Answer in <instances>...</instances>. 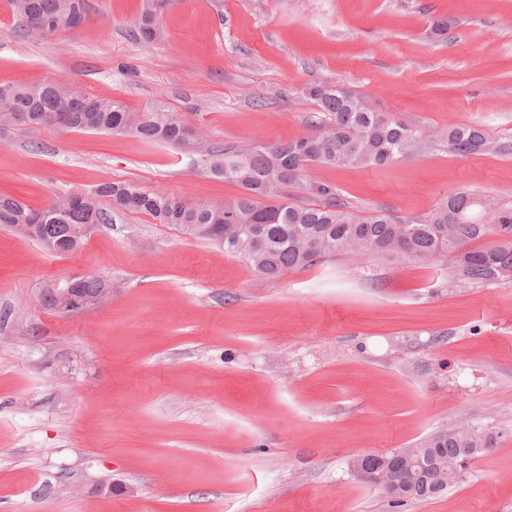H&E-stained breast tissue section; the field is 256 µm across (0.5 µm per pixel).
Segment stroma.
<instances>
[{"mask_svg": "<svg viewBox=\"0 0 512 512\" xmlns=\"http://www.w3.org/2000/svg\"><path fill=\"white\" fill-rule=\"evenodd\" d=\"M85 0L39 35L0 0V83L65 82L173 112L206 145L294 140L344 84L390 118L512 140V0ZM361 209L422 216L465 190L512 208V154L431 150L311 168ZM131 180L191 203L237 186L124 134L0 130V194L41 208ZM77 252L0 229V512H512V277L330 258L276 280L223 247L110 211ZM110 299L61 316L46 283ZM469 426L493 436L448 493L395 503L353 461Z\"/></svg>", "mask_w": 512, "mask_h": 512, "instance_id": "35a3bbf8", "label": "stroma"}]
</instances>
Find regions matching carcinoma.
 I'll list each match as a JSON object with an SVG mask.
<instances>
[{"label": "carcinoma", "instance_id": "carcinoma-1", "mask_svg": "<svg viewBox=\"0 0 512 512\" xmlns=\"http://www.w3.org/2000/svg\"><path fill=\"white\" fill-rule=\"evenodd\" d=\"M25 27L45 35L76 28L85 17L84 0H12ZM146 42L160 36L156 14H143L137 30ZM322 119L314 151L307 137L267 144L251 140L224 147H203L182 138L184 121L172 112L127 111L117 100L79 93L56 80L32 84L0 83V128L17 113L29 115L25 129L49 128L43 118L66 114L64 130L124 133L149 143H166L186 156L205 155L202 170L233 184L240 194L215 205L190 204L129 180L100 183L68 194L42 209L0 195V227L37 242L56 254L78 250L88 238L86 226L108 222L104 203L130 214L174 224L189 235L215 242L242 259L254 272L277 279L327 258L345 255L356 262L370 257L408 259L422 265L449 260L460 283L488 285L512 276V208L485 200L489 223L479 221L481 205L467 191L448 195L424 216L398 219L381 210L362 211L341 196L336 185L307 176L313 167L376 168L409 160L437 148L454 155L512 154V143L493 141L476 126L429 130L395 121L363 96L334 83L305 88ZM494 235L480 248L472 242ZM491 445V436L474 429L442 431L430 438L375 454L380 463L396 454L408 472L432 477L437 490L405 483L398 503L440 496L457 484L469 463Z\"/></svg>", "mask_w": 512, "mask_h": 512}]
</instances>
